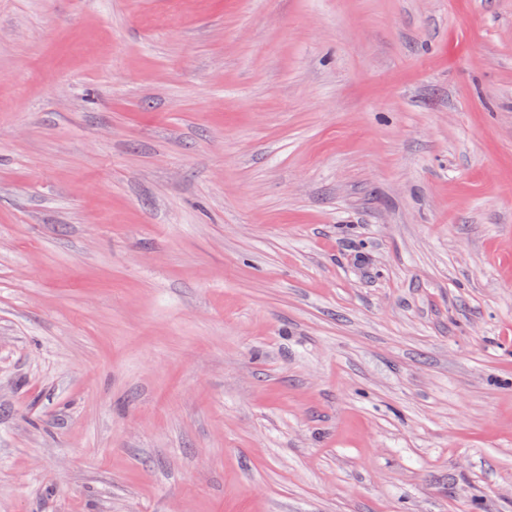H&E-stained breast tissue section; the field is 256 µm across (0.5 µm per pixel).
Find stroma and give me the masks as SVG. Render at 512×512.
Segmentation results:
<instances>
[{"label": "stroma", "mask_w": 512, "mask_h": 512, "mask_svg": "<svg viewBox=\"0 0 512 512\" xmlns=\"http://www.w3.org/2000/svg\"><path fill=\"white\" fill-rule=\"evenodd\" d=\"M0 512H512V0H0Z\"/></svg>", "instance_id": "35a3bbf8"}]
</instances>
